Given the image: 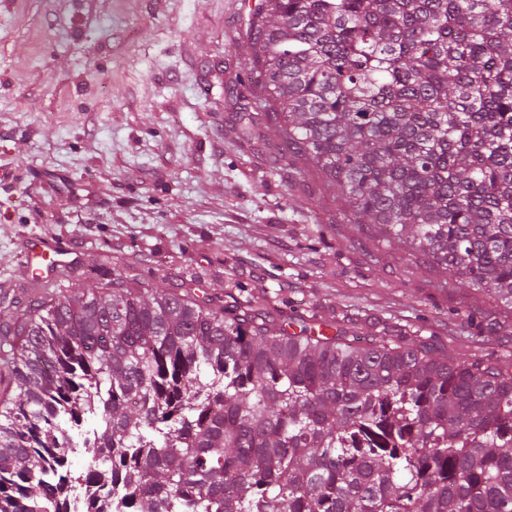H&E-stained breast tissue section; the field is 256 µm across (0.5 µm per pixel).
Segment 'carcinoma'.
Returning <instances> with one entry per match:
<instances>
[{
	"mask_svg": "<svg viewBox=\"0 0 512 512\" xmlns=\"http://www.w3.org/2000/svg\"><path fill=\"white\" fill-rule=\"evenodd\" d=\"M248 37L272 162L512 309V0H258ZM25 314L0 512H512V366L119 274Z\"/></svg>",
	"mask_w": 512,
	"mask_h": 512,
	"instance_id": "cac0c4a2",
	"label": "carcinoma"
}]
</instances>
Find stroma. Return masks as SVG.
Listing matches in <instances>:
<instances>
[{"mask_svg": "<svg viewBox=\"0 0 512 512\" xmlns=\"http://www.w3.org/2000/svg\"><path fill=\"white\" fill-rule=\"evenodd\" d=\"M249 14L247 0H0V294L29 293L24 251L43 237L69 250L48 303L109 290V254L133 288L261 293L351 335L512 362V319L487 292L349 223L317 174L272 165V130L242 133L226 90L248 87Z\"/></svg>", "mask_w": 512, "mask_h": 512, "instance_id": "obj_1", "label": "stroma"}]
</instances>
